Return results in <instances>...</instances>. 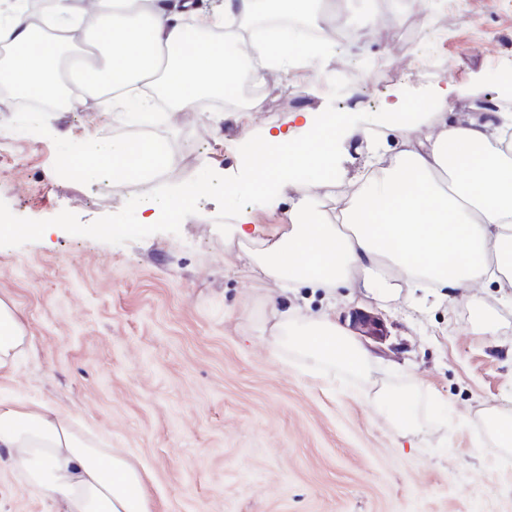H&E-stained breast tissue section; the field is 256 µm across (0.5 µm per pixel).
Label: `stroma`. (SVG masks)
Here are the masks:
<instances>
[{
    "label": "stroma",
    "mask_w": 512,
    "mask_h": 512,
    "mask_svg": "<svg viewBox=\"0 0 512 512\" xmlns=\"http://www.w3.org/2000/svg\"><path fill=\"white\" fill-rule=\"evenodd\" d=\"M442 40L409 47L383 34L272 86L270 111L227 104L194 125L159 112L149 135L178 155L148 182L70 177L61 154L89 136L111 143L138 135L88 97L82 111H55L39 133L22 111H0V216L46 226L49 236L0 234V299L19 313L29 348L0 373V401L67 411L126 451L143 472L152 512H512V446L489 412L512 414V304L496 289L476 293L499 320L472 330V307L431 288L381 301L337 298L336 318L378 317L383 333L362 337L364 375L314 361L263 333L282 295L249 257L257 240L235 225L287 221L266 196L225 205L228 186L261 176L247 163L250 136L284 129L290 113L343 114L336 177H353L373 149L396 142L377 116L449 88L457 115L482 120V101L512 103V0H462ZM425 57L424 67L382 76L372 57ZM343 66L347 88L323 77ZM206 190L190 216L164 220L176 186ZM131 226L123 237L111 235ZM410 397L412 421L375 412L376 392ZM0 512H56L23 477L0 466Z\"/></svg>",
    "instance_id": "1"
}]
</instances>
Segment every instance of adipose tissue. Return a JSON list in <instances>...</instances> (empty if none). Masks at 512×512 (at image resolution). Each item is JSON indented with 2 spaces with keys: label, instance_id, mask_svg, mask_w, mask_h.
Listing matches in <instances>:
<instances>
[{
  "label": "adipose tissue",
  "instance_id": "ef3b65f1",
  "mask_svg": "<svg viewBox=\"0 0 512 512\" xmlns=\"http://www.w3.org/2000/svg\"><path fill=\"white\" fill-rule=\"evenodd\" d=\"M315 0H217L203 25L215 27L234 15L273 8L308 16ZM53 21L77 27L84 16L103 20L86 34L72 79L99 91L105 112L125 111L129 90L157 85L178 110L223 95L237 83L232 65L239 52L233 41H201L186 49L182 15L165 0H55ZM0 46L12 52L1 77L28 97L45 93L56 78L64 40L48 36L29 20L24 0L0 10ZM327 46H300L289 31H278L262 48L271 70L310 67ZM307 134L258 133L264 166L259 180L227 188L235 197L268 186L295 190L297 199L286 227H275L257 261L282 292L299 288L336 294L386 298L404 288L447 290L468 301L477 288H512V263L503 259L512 244V113L489 111L486 119L448 114V95L440 93L428 127L395 126L399 150L386 166L365 164L330 205L317 208L320 189L335 180V150L321 136L313 116ZM96 166L83 154H69L71 165L91 176L97 167L113 175L146 182L169 167V145L152 136L113 141L94 148ZM271 335L292 343L310 358L364 374L370 353L337 322L332 306L300 313L273 311ZM28 345L16 310L0 300V371L13 367ZM0 460L26 483L56 503L59 512H151L143 476L121 451L76 428L64 410L41 404H0Z\"/></svg>",
  "mask_w": 512,
  "mask_h": 512
}]
</instances>
